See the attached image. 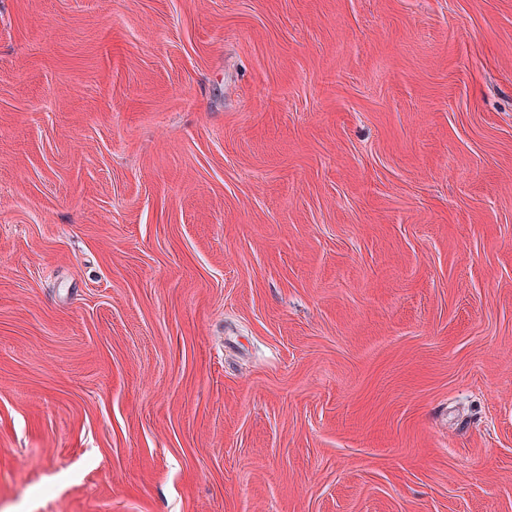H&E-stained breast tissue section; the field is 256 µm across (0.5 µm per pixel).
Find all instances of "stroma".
I'll return each mask as SVG.
<instances>
[{"mask_svg": "<svg viewBox=\"0 0 512 512\" xmlns=\"http://www.w3.org/2000/svg\"><path fill=\"white\" fill-rule=\"evenodd\" d=\"M0 512H512V0H0Z\"/></svg>", "mask_w": 512, "mask_h": 512, "instance_id": "35a3bbf8", "label": "stroma"}]
</instances>
